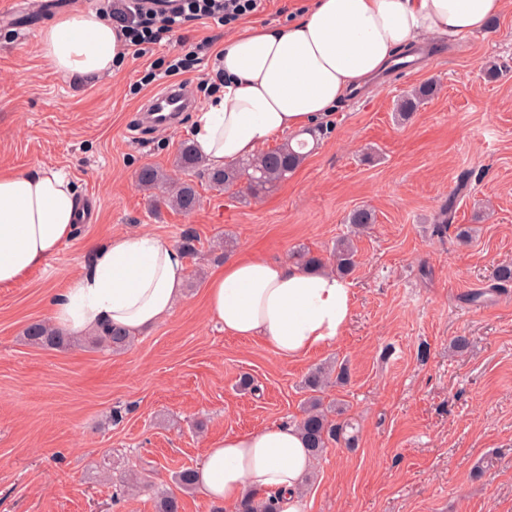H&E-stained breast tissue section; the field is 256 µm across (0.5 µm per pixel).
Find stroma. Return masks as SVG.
<instances>
[{
    "label": "stroma",
    "mask_w": 512,
    "mask_h": 512,
    "mask_svg": "<svg viewBox=\"0 0 512 512\" xmlns=\"http://www.w3.org/2000/svg\"><path fill=\"white\" fill-rule=\"evenodd\" d=\"M18 2L27 27L0 23V168L63 169L96 208L39 268L0 289V512H156L165 494L181 512H217L199 490L181 491L175 472L224 435L299 420L305 375L333 361L350 377L323 402L344 403L356 441L316 460L306 512H512V287L468 300L512 264V0L484 30L445 40V54L340 103L273 191L231 194L195 175L199 202L187 213L137 183L147 165L178 177L190 139L186 120L139 129L146 94L132 86L146 61L125 58L98 80L55 74L39 34L57 14H43V0ZM230 34L213 19L187 25L154 56L169 60L206 36L220 49ZM427 83L434 94L396 119L400 99ZM357 208L375 222L356 240L353 313L331 345L288 360L209 317L205 285L227 258L328 256ZM463 227L469 240L457 236ZM143 231L176 246L195 238L168 318L118 352L86 337L60 348L26 341L91 245ZM457 336L464 351L452 347Z\"/></svg>",
    "instance_id": "1"
}]
</instances>
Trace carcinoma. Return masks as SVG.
Listing matches in <instances>:
<instances>
[{
	"mask_svg": "<svg viewBox=\"0 0 512 512\" xmlns=\"http://www.w3.org/2000/svg\"><path fill=\"white\" fill-rule=\"evenodd\" d=\"M433 94V86L424 85L411 96L402 99L398 106V112L406 115L412 112L418 104ZM307 147V142L300 140L297 148H292L286 142L281 146L259 154L256 158L235 166L226 167L221 171L207 173L208 180L216 187L229 192L244 189L252 196H259L274 189L278 184L288 179V176L298 167L305 154L301 150ZM178 167L186 172H192L200 167V159L194 148L184 146L177 160ZM171 204L177 209L189 212L198 203V196L191 182L184 180L172 185ZM348 223L356 230H364L374 223L373 213L365 208H359L350 213ZM295 263L309 271L324 269L328 261L335 264L336 273L346 277L352 273L357 264V251L353 240L343 237L336 241L330 258L326 259L314 255L305 249H299L292 253ZM495 283L491 285L494 290H505L512 286V266L503 265L496 270ZM27 340L41 347L55 348L66 343V337L62 336L55 328L45 322H35L25 330ZM129 343V336L119 328L106 327L96 334L95 344L119 350ZM336 379L339 383L348 380L347 368L339 366V369L319 367L309 371L303 379V388L312 393L308 398L307 407L303 416L296 425L301 430L307 448L313 458H319L330 444L340 441L345 435L346 425L329 417L330 410L323 408L318 393Z\"/></svg>",
	"mask_w": 512,
	"mask_h": 512,
	"instance_id": "carcinoma-1",
	"label": "carcinoma"
}]
</instances>
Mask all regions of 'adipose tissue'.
<instances>
[{"mask_svg": "<svg viewBox=\"0 0 512 512\" xmlns=\"http://www.w3.org/2000/svg\"><path fill=\"white\" fill-rule=\"evenodd\" d=\"M503 7L504 0H315L288 26L243 27L224 41V88L196 116L194 147L213 169L250 160L271 136L326 122L398 50L482 30ZM40 43L55 73L89 78L111 73L122 49L118 29L91 11L61 17L41 31ZM82 207L63 171L0 169V289L16 286L69 239ZM186 274L185 253L158 236H113L51 296L53 324L76 337L108 326L136 335L171 315ZM207 306L226 335L297 359L342 334L353 290L330 271L247 256L211 276ZM312 466L297 426L271 425L213 442L196 486L225 512L248 500L303 512Z\"/></svg>", "mask_w": 512, "mask_h": 512, "instance_id": "1", "label": "adipose tissue"}]
</instances>
